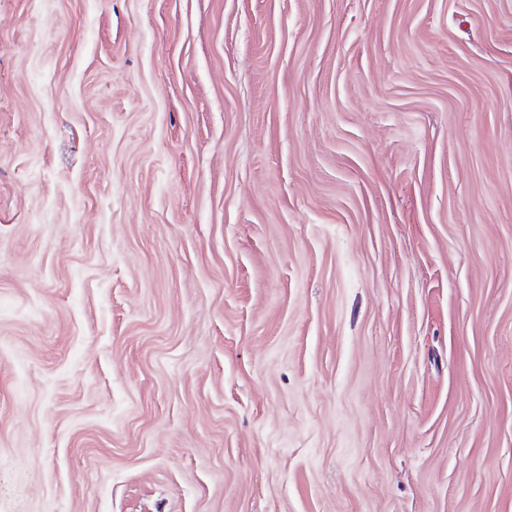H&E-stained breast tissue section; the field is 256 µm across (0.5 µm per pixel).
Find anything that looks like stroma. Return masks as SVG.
<instances>
[{
    "mask_svg": "<svg viewBox=\"0 0 512 512\" xmlns=\"http://www.w3.org/2000/svg\"><path fill=\"white\" fill-rule=\"evenodd\" d=\"M0 512H512V0H0Z\"/></svg>",
    "mask_w": 512,
    "mask_h": 512,
    "instance_id": "stroma-1",
    "label": "stroma"
}]
</instances>
